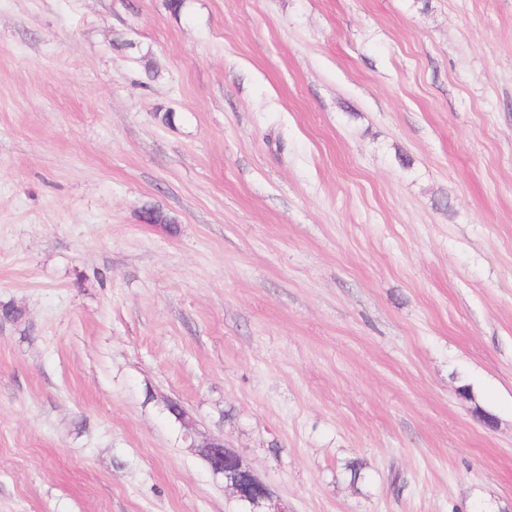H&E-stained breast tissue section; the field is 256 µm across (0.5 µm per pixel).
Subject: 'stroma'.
<instances>
[{
    "label": "stroma",
    "mask_w": 512,
    "mask_h": 512,
    "mask_svg": "<svg viewBox=\"0 0 512 512\" xmlns=\"http://www.w3.org/2000/svg\"><path fill=\"white\" fill-rule=\"evenodd\" d=\"M5 303L0 512H512V0H0ZM209 446L204 459L212 474L223 479L224 490L230 491L244 507H261L260 511L243 512H288V506L253 471L243 467L238 455L223 440H213Z\"/></svg>",
    "instance_id": "35a3bbf8"
}]
</instances>
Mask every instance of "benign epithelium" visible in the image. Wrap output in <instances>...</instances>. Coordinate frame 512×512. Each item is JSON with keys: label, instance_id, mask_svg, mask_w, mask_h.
<instances>
[{"label": "benign epithelium", "instance_id": "benign-epithelium-1", "mask_svg": "<svg viewBox=\"0 0 512 512\" xmlns=\"http://www.w3.org/2000/svg\"><path fill=\"white\" fill-rule=\"evenodd\" d=\"M205 460L212 474L223 479L225 490L242 505L252 506L250 512H288V506L253 471L243 467L224 441H212Z\"/></svg>", "mask_w": 512, "mask_h": 512}]
</instances>
